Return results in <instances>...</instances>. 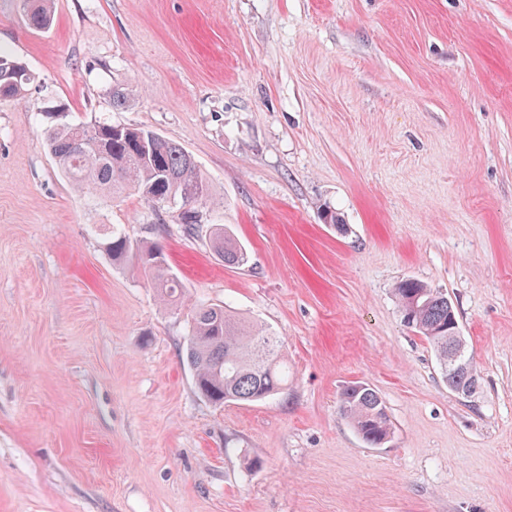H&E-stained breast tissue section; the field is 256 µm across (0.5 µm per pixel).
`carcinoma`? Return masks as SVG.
<instances>
[{
	"instance_id": "cac0c4a2",
	"label": "carcinoma",
	"mask_w": 512,
	"mask_h": 512,
	"mask_svg": "<svg viewBox=\"0 0 512 512\" xmlns=\"http://www.w3.org/2000/svg\"><path fill=\"white\" fill-rule=\"evenodd\" d=\"M28 25L45 29L51 23L53 0H20ZM34 80L27 65L0 53V99L20 97ZM47 145L63 173L112 199L133 192L153 203L176 202L188 234L197 226L195 204L209 186L195 159L179 143L145 127L92 121L71 124L61 118L50 125ZM102 247L114 264L136 261L148 272L163 303L181 296V282L166 264L163 250L147 242L132 243L118 224H99ZM211 245L228 267L247 263L246 248L227 235L224 225L211 231ZM404 323L417 330L438 354L440 374L448 380V294L407 279L394 288ZM186 360L199 393L222 405L265 401L288 385V366L276 334L234 315L220 304L197 305L187 319ZM456 387L475 393V367L453 377ZM340 410L367 444L380 445L392 424L382 398L363 384L346 387Z\"/></svg>"
}]
</instances>
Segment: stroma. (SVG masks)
I'll list each match as a JSON object with an SVG mask.
<instances>
[{"label":"stroma","instance_id":"stroma-1","mask_svg":"<svg viewBox=\"0 0 512 512\" xmlns=\"http://www.w3.org/2000/svg\"><path fill=\"white\" fill-rule=\"evenodd\" d=\"M53 9L37 30L0 0V51L36 76L0 100V512H512V0ZM117 85L136 91L119 110ZM56 105L181 144L209 185L198 233L72 184L45 147ZM94 224L160 244L189 302L281 336L287 388L201 398L189 303L161 306ZM405 279L447 292L474 395L404 325ZM355 383L387 407L380 446L339 411ZM211 231V245L215 253L224 262V266L239 267L248 261L246 248L227 235L224 225L214 224Z\"/></svg>","mask_w":512,"mask_h":512}]
</instances>
